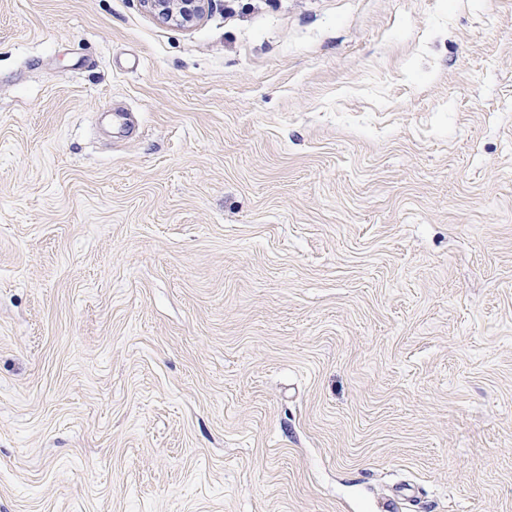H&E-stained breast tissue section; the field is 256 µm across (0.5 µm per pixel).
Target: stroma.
Listing matches in <instances>:
<instances>
[{"label": "stroma", "mask_w": 512, "mask_h": 512, "mask_svg": "<svg viewBox=\"0 0 512 512\" xmlns=\"http://www.w3.org/2000/svg\"><path fill=\"white\" fill-rule=\"evenodd\" d=\"M0 512H512V0H0ZM157 20L176 26L199 21L212 0H140Z\"/></svg>", "instance_id": "35a3bbf8"}]
</instances>
